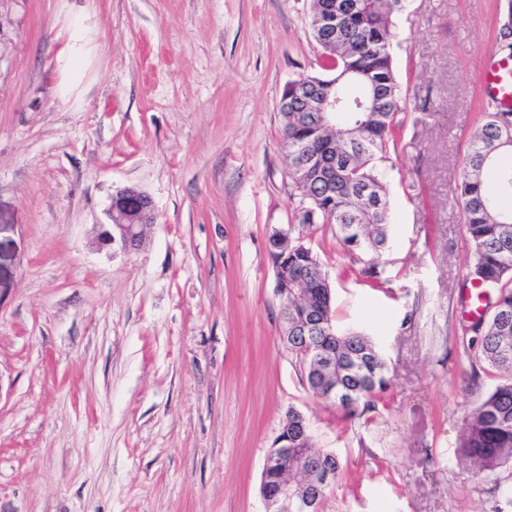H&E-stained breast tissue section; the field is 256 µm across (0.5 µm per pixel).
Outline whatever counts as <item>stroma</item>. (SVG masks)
Instances as JSON below:
<instances>
[{"mask_svg":"<svg viewBox=\"0 0 512 512\" xmlns=\"http://www.w3.org/2000/svg\"><path fill=\"white\" fill-rule=\"evenodd\" d=\"M311 6L0 0V512H264L291 408L342 463L321 512H512V463L480 478L459 449L496 380L462 343L455 200L512 0H405L393 18L378 290L335 225H294L279 101L318 68ZM126 187L153 207L132 254L104 240ZM276 229L325 264L336 325L386 361L363 417L312 397L281 340Z\"/></svg>","mask_w":512,"mask_h":512,"instance_id":"obj_1","label":"stroma"}]
</instances>
